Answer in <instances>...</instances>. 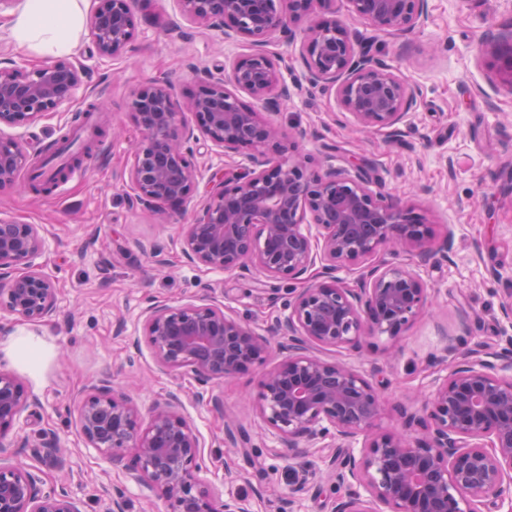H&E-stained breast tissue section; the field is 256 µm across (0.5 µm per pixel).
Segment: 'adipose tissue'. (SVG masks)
<instances>
[{"instance_id": "obj_1", "label": "adipose tissue", "mask_w": 512, "mask_h": 512, "mask_svg": "<svg viewBox=\"0 0 512 512\" xmlns=\"http://www.w3.org/2000/svg\"><path fill=\"white\" fill-rule=\"evenodd\" d=\"M83 0H24L12 19L13 42L41 56L69 53L85 25Z\"/></svg>"}]
</instances>
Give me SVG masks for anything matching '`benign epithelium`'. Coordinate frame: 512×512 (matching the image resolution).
<instances>
[{
	"instance_id": "7a95c632",
	"label": "benign epithelium",
	"mask_w": 512,
	"mask_h": 512,
	"mask_svg": "<svg viewBox=\"0 0 512 512\" xmlns=\"http://www.w3.org/2000/svg\"><path fill=\"white\" fill-rule=\"evenodd\" d=\"M89 29L100 57L126 54L138 34L136 0H98ZM180 20L170 31L215 30L243 40L249 52L229 66L205 69L181 99L166 81L139 89L130 118L141 139L128 172L132 204L162 215L193 207L182 225V255L193 265L240 278L302 284L288 315L258 328L226 306L154 303L140 314L153 358L163 370L194 379L200 402L224 412V397L207 386L262 363L273 350L282 362L260 381L258 414L275 436V457L322 444L328 476L344 493L331 512H502L512 502V336L505 346L463 355L430 399L400 404V428H376L377 388L353 365L320 349L361 352L370 336L390 339L429 307L419 269L448 260L451 240L414 203L373 186L364 165H325L297 152L296 131L283 134L248 94L276 111L293 91L337 95L360 132H401L418 92L391 72L361 35L334 19L338 0H176ZM353 19L390 35H407L427 13V0H347ZM300 43L305 83L288 85L274 40ZM496 60L512 89V42L491 37L477 46ZM87 68L58 60L39 67H0V127H21L68 107ZM207 139L237 168L214 170L196 200L199 170L193 145ZM28 161L25 144L0 136V188L12 187ZM45 239L36 224L0 222V308L20 321L53 316L58 291L37 259ZM354 274L351 279L339 276ZM39 404L0 365V512H82L66 490L44 488L40 474L16 461L12 431ZM76 428L128 481L168 502L169 512H250L246 500L220 503L205 486L203 443L183 413L179 392L153 405L146 424L132 399L103 377L76 399ZM243 432L224 419V443ZM360 449H354V445ZM33 453L49 466L63 462L51 431ZM132 451L135 465L125 462Z\"/></svg>"
}]
</instances>
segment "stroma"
<instances>
[{"label":"stroma","instance_id":"1","mask_svg":"<svg viewBox=\"0 0 512 512\" xmlns=\"http://www.w3.org/2000/svg\"><path fill=\"white\" fill-rule=\"evenodd\" d=\"M19 4L0 8V64L39 66L45 57L17 46L8 27ZM136 40L119 59L99 57L89 31H82L68 58L85 64L89 74L65 109L22 127H5L0 135L24 141L30 157H46L49 145L65 131L77 129L76 114L96 104L106 134L93 157L58 181L51 192L30 187L31 169L19 183L0 189V220L37 224L46 239L41 258L58 288L51 320L19 323L0 309V342L23 334L39 337L47 358L39 377L0 352V362L40 399L29 407L14 430L17 459L37 466L26 441L52 429L66 450L62 466L43 468L45 487L68 490L84 512H107L104 489H127L128 512H166L167 504L145 497L123 472L86 451L66 407L75 395L104 376L124 384L141 379L135 399L140 410L170 391L180 390L185 415L199 431L204 479L220 497L248 498L251 512H329L333 486L321 495L292 496L295 480L319 477L324 453L271 457L275 441L247 397L256 396L263 366L215 384L224 412L216 414L196 398L197 386L160 369L139 321L154 302L200 301L213 296L256 326L288 313L295 285L278 282L276 290L251 279H238L187 264L180 252L181 227L191 215H172L160 222L152 211L132 205L126 183L131 145L139 132L129 116L133 92L157 80H168L178 95L197 85V70H215L247 53L242 41H224L219 32L196 29L185 39L170 38L164 28L176 20L173 0H140ZM358 32L372 38L392 72L419 88L399 136L358 134L344 118L333 94L301 93L271 116L282 128L304 129L301 143L314 160L336 166L357 159L373 166L384 189L415 202L433 223L438 237L452 241L448 262L422 268L431 289L432 306L411 323L398 343L373 338L363 354L328 349L330 359L348 362L379 387L384 403L379 426L399 424L397 403L405 396H427L438 378L449 373L458 354H444L447 336L462 337L463 349L500 341V304L512 292V88L501 83L491 59L476 46L488 34L512 32V0H428V14L413 34L396 38ZM159 248V266L151 248ZM124 320L125 331L114 325ZM237 417L248 440L245 449L227 447L224 415ZM238 474L228 484L225 473Z\"/></svg>","mask_w":512,"mask_h":512}]
</instances>
